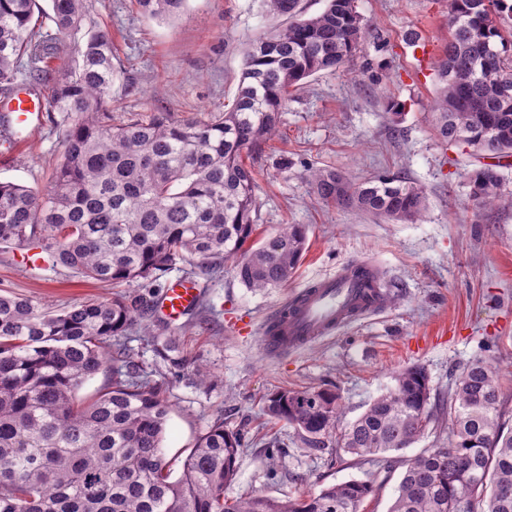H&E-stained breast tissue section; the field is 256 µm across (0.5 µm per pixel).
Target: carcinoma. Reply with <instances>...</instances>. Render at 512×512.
<instances>
[{"mask_svg": "<svg viewBox=\"0 0 512 512\" xmlns=\"http://www.w3.org/2000/svg\"><path fill=\"white\" fill-rule=\"evenodd\" d=\"M186 0H136L152 17L173 18ZM36 0H0V87L21 70L46 74L55 46L33 24ZM272 23L243 48L231 107L205 119L164 112L112 121V39L84 25L85 0H52L57 32L81 40L55 81L49 109L65 125L63 159L39 194L0 182V245L44 243L54 266L115 286L157 280L179 262L200 271L231 264L251 289L275 288L307 250L302 224H284L255 248L258 185L246 158L277 129L291 94L342 66L366 34L356 0H325L306 16L299 0H266ZM449 38L437 64L435 136L476 153L512 156V0H448ZM317 195L399 222L422 216L420 187L386 173L352 184L333 169L312 172ZM470 198L489 206L504 194L497 165L468 173ZM122 296L53 310L0 294V512H360L373 492L349 480L306 497H228L245 437L217 422L171 479L162 442L169 416L153 373L109 341L135 325ZM112 360V386L76 403L82 383ZM500 367L478 357L432 407L418 365L354 421L341 423L338 395L283 389L264 406L293 426L312 451L339 448L359 461L389 462L439 416L448 443L409 459L389 512H512V432H504Z\"/></svg>", "mask_w": 512, "mask_h": 512, "instance_id": "obj_1", "label": "carcinoma"}]
</instances>
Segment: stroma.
<instances>
[{
	"mask_svg": "<svg viewBox=\"0 0 512 512\" xmlns=\"http://www.w3.org/2000/svg\"><path fill=\"white\" fill-rule=\"evenodd\" d=\"M358 10L368 31L354 56L310 78L289 101L276 136L250 159L260 202L252 243L284 224L307 228L308 249L285 284L255 291L221 266L197 276L199 305L172 325L154 314L161 288L133 281L116 289L62 267L31 269L18 263L19 246L4 245L0 293L57 310L119 293L144 299L137 326L121 341L135 364L159 371L170 408L167 458L182 462L220 421L247 441L227 495L296 497L356 479L373 486L361 512H388L402 467L359 463L332 448L316 456L292 426L264 415L265 400L281 389H329L351 422L404 367L427 370L436 403L473 358L512 364V165L501 169L503 197L476 205L466 174L482 158L432 133L448 0H358ZM85 15L112 38L122 71L112 113L121 119L165 112L179 120L231 107L241 47L270 22L265 0H187L174 19L144 15L135 0H86ZM390 97L403 103L400 114L387 112ZM63 135L59 114L45 113L24 145L0 156V182L45 191L62 159ZM314 168L340 171L357 185L400 173L423 188L426 211L404 223L325 202L310 177ZM353 259L378 266L385 308L297 351L269 354L267 322L295 292ZM154 335L177 337L183 365L157 357Z\"/></svg>",
	"mask_w": 512,
	"mask_h": 512,
	"instance_id": "obj_1",
	"label": "stroma"
}]
</instances>
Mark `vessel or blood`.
<instances>
[{"label":"vessel or blood","mask_w":512,"mask_h":512,"mask_svg":"<svg viewBox=\"0 0 512 512\" xmlns=\"http://www.w3.org/2000/svg\"><path fill=\"white\" fill-rule=\"evenodd\" d=\"M9 110L0 118L8 135L35 127L38 110L47 102L45 94L11 92ZM385 301L384 283L376 265L359 260L342 266L335 276L298 291L288 303L285 320H273L265 333L268 350L284 354L347 324L374 313ZM200 302L196 284L180 280L165 290L155 305L156 315L170 323L180 321Z\"/></svg>","instance_id":"vessel-or-blood-1"}]
</instances>
